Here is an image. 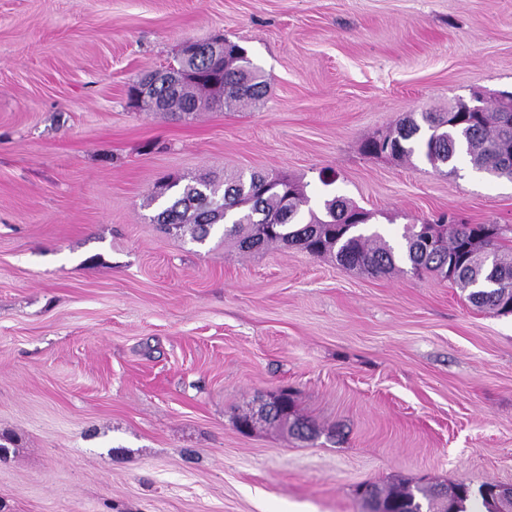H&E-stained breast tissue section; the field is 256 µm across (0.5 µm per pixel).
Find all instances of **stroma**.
<instances>
[{
    "label": "stroma",
    "instance_id": "35a3bbf8",
    "mask_svg": "<svg viewBox=\"0 0 512 512\" xmlns=\"http://www.w3.org/2000/svg\"><path fill=\"white\" fill-rule=\"evenodd\" d=\"M225 37L267 80L191 116L129 85ZM512 93V0H0V512H367L359 487L512 485V314L452 282L152 217L164 177H321L391 232L512 226V181L364 153ZM289 392L311 439L238 417Z\"/></svg>",
    "mask_w": 512,
    "mask_h": 512
}]
</instances>
